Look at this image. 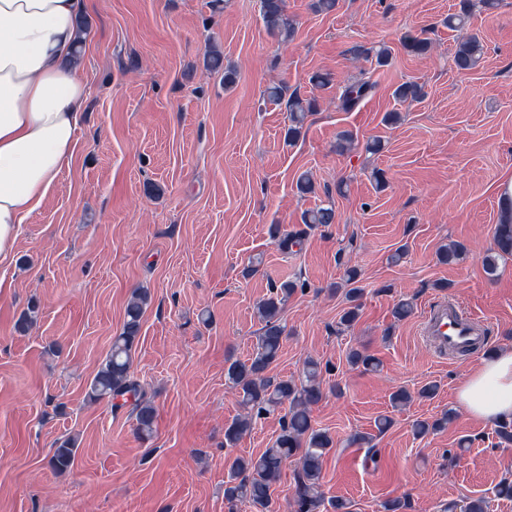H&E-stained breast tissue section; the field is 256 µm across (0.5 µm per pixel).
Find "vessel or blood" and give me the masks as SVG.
Returning <instances> with one entry per match:
<instances>
[{"label": "vessel or blood", "instance_id": "vessel-or-blood-1", "mask_svg": "<svg viewBox=\"0 0 512 512\" xmlns=\"http://www.w3.org/2000/svg\"><path fill=\"white\" fill-rule=\"evenodd\" d=\"M421 334L440 356L447 357L481 342L486 330L482 320L460 303L443 300L428 306Z\"/></svg>", "mask_w": 512, "mask_h": 512}]
</instances>
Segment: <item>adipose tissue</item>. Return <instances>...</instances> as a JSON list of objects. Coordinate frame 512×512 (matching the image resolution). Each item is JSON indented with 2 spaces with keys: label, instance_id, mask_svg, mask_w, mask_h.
<instances>
[{
  "label": "adipose tissue",
  "instance_id": "ef3b65f1",
  "mask_svg": "<svg viewBox=\"0 0 512 512\" xmlns=\"http://www.w3.org/2000/svg\"><path fill=\"white\" fill-rule=\"evenodd\" d=\"M82 8V0H0V263L72 157L87 98L70 62ZM457 402L477 421H512V347L482 358Z\"/></svg>",
  "mask_w": 512,
  "mask_h": 512
}]
</instances>
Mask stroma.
<instances>
[{
	"mask_svg": "<svg viewBox=\"0 0 512 512\" xmlns=\"http://www.w3.org/2000/svg\"><path fill=\"white\" fill-rule=\"evenodd\" d=\"M312 2L286 0L295 33L285 41L266 29L260 0H85L78 74L88 96L72 159L0 265V512H251L224 500L227 460L268 448L284 414L225 448L224 426L240 408L224 369L249 357L262 327L255 307L285 281L301 287L284 307L289 335L272 374L300 377L310 356L323 385L337 388L312 411L334 440L325 497L349 500L352 512H382L394 498L405 512H447L478 497L488 512H512V499L495 494L512 475V445L456 401L481 352L444 359L420 334L426 307L452 299L484 320L488 347L512 345V259L493 277L482 264L505 220L500 185L512 177V0L474 7L467 28L484 58L470 71L455 67L457 34L443 24L459 0H339L328 14ZM409 32L424 33L430 52L408 54ZM356 43L386 44L390 65L354 59ZM213 47L236 69L232 86L203 67ZM316 72L333 75L330 88L313 87ZM364 73L373 92L338 109ZM405 81L423 84L424 100L395 101ZM277 84L318 99L292 146L285 106L266 97ZM389 112L397 124H384ZM344 130L356 145L341 154ZM376 138L383 148L373 155L365 146ZM305 171L315 192L302 197L295 182ZM150 182L161 194L145 192ZM328 201L335 223L304 230L302 212ZM274 224L303 231L300 246L281 250ZM451 241L468 255L440 263ZM349 267L363 297L345 327L332 286ZM140 288L151 302L132 372L156 408L147 440L131 406L86 398ZM403 299L414 311L399 321L392 311ZM32 301L37 319L18 331ZM358 345L379 358L377 371L350 369ZM431 382L434 398L391 407L392 392ZM448 409V426L414 436V421ZM384 415L393 423L381 433ZM357 433L371 444L350 445ZM68 436L76 459L59 474L49 459Z\"/></svg>",
	"mask_w": 512,
	"mask_h": 512,
	"instance_id": "1",
	"label": "stroma"
}]
</instances>
